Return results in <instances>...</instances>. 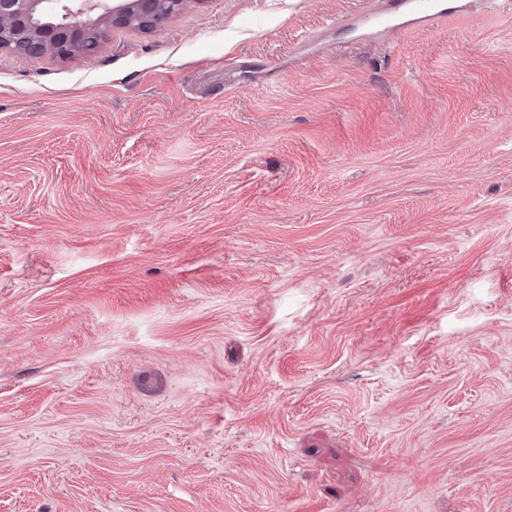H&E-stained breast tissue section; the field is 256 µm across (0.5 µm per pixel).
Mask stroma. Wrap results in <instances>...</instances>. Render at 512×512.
Here are the masks:
<instances>
[{
	"instance_id": "35a3bbf8",
	"label": "stroma",
	"mask_w": 512,
	"mask_h": 512,
	"mask_svg": "<svg viewBox=\"0 0 512 512\" xmlns=\"http://www.w3.org/2000/svg\"><path fill=\"white\" fill-rule=\"evenodd\" d=\"M459 3L0 52V512H512V0ZM380 9L365 16L363 23L372 26L382 18L397 19L409 17L408 22L429 27H436L456 12V8L437 0H382Z\"/></svg>"
}]
</instances>
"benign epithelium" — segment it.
I'll list each match as a JSON object with an SVG mask.
<instances>
[{
  "mask_svg": "<svg viewBox=\"0 0 512 512\" xmlns=\"http://www.w3.org/2000/svg\"><path fill=\"white\" fill-rule=\"evenodd\" d=\"M155 0H0V50L27 42L30 55L70 58L89 31L131 28V16L148 13Z\"/></svg>",
  "mask_w": 512,
  "mask_h": 512,
  "instance_id": "7a95c632",
  "label": "benign epithelium"
}]
</instances>
